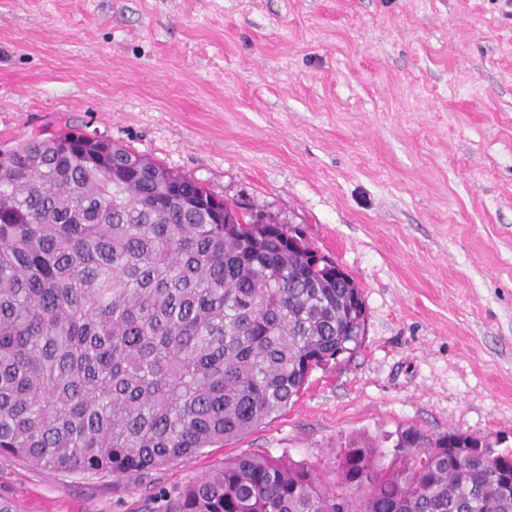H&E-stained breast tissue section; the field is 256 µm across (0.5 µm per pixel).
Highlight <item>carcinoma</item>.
Instances as JSON below:
<instances>
[{
    "label": "carcinoma",
    "mask_w": 512,
    "mask_h": 512,
    "mask_svg": "<svg viewBox=\"0 0 512 512\" xmlns=\"http://www.w3.org/2000/svg\"><path fill=\"white\" fill-rule=\"evenodd\" d=\"M70 129L0 158V456L144 475L234 442L361 345L350 278L218 223L204 186ZM164 512H512V451L451 430L226 459Z\"/></svg>",
    "instance_id": "1"
}]
</instances>
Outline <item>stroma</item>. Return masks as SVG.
Masks as SVG:
<instances>
[{"label":"stroma","mask_w":512,"mask_h":512,"mask_svg":"<svg viewBox=\"0 0 512 512\" xmlns=\"http://www.w3.org/2000/svg\"><path fill=\"white\" fill-rule=\"evenodd\" d=\"M303 230L360 350L223 448L140 477L0 457L15 512H164L224 459L332 477L414 425L512 449V0H0V147L66 126Z\"/></svg>","instance_id":"obj_1"}]
</instances>
